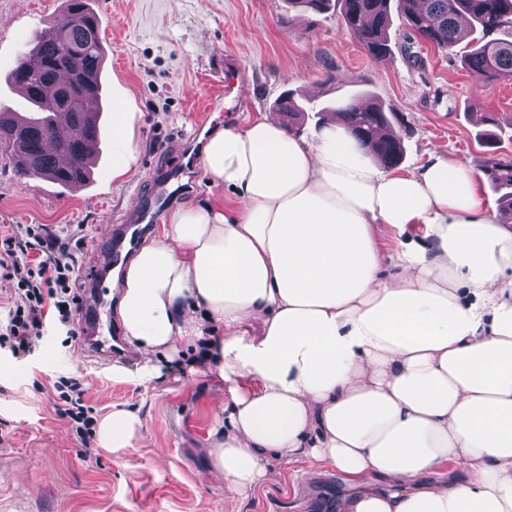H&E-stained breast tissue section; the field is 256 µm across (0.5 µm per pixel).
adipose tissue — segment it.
Segmentation results:
<instances>
[{"instance_id":"obj_1","label":"adipose tissue","mask_w":512,"mask_h":512,"mask_svg":"<svg viewBox=\"0 0 512 512\" xmlns=\"http://www.w3.org/2000/svg\"><path fill=\"white\" fill-rule=\"evenodd\" d=\"M135 160L113 113L112 169ZM203 165L238 203L174 210L113 279L138 362L112 372L222 386L224 512L301 462L358 486L336 512H512V224L479 172L436 149L380 170L339 117L307 142L275 112L216 131ZM139 425L113 408L99 447Z\"/></svg>"}]
</instances>
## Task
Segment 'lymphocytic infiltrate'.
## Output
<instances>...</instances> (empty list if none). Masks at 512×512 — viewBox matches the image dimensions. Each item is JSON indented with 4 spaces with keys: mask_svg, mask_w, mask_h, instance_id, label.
<instances>
[{
    "mask_svg": "<svg viewBox=\"0 0 512 512\" xmlns=\"http://www.w3.org/2000/svg\"><path fill=\"white\" fill-rule=\"evenodd\" d=\"M44 227L27 225L24 235L0 238V271L17 281L8 322L0 331V346L18 356L31 351L34 339L40 337L46 311H54L58 321L68 326L71 340H79L81 330L76 315L80 294L72 286L74 268L62 260L24 262L25 254L45 244ZM56 414L66 419L82 442L85 458H95L92 446L98 413L84 399L80 379L62 377L52 385Z\"/></svg>",
    "mask_w": 512,
    "mask_h": 512,
    "instance_id": "f902f5d3",
    "label": "lymphocytic infiltrate"
}]
</instances>
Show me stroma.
<instances>
[{
    "label": "stroma",
    "mask_w": 512,
    "mask_h": 512,
    "mask_svg": "<svg viewBox=\"0 0 512 512\" xmlns=\"http://www.w3.org/2000/svg\"><path fill=\"white\" fill-rule=\"evenodd\" d=\"M102 19L106 61L102 76V157L85 191L18 173L0 149V237L44 225L54 251L73 261L83 279L106 236L146 199L157 174L171 170L195 134L199 110L222 90L225 52L235 53L246 82L247 107H216L205 133L272 109L287 89L312 113L296 135L317 140L316 112L334 99L371 93L396 107L403 131L400 170L421 165L444 148L451 159L483 168L490 153L512 157V83L486 85L464 69L459 53L434 47L393 13L392 52L372 61L344 29L337 11L289 8L287 0H89ZM63 0H0V107H28L8 81L17 58L39 30L52 29ZM130 112L137 160L112 174L113 91ZM497 147L484 145L487 133ZM176 207L233 206L212 186L202 164ZM83 382L85 399L100 414L134 410L141 425L128 447L86 460L80 439L53 408L59 377ZM205 375L175 370L143 383L113 377L110 366L85 356L67 329L46 319L30 354L0 349V512H224V479L210 469L205 448L211 407L219 396ZM341 475L297 464L283 470L239 512H320L319 497L344 492Z\"/></svg>",
    "instance_id": "obj_1"
}]
</instances>
